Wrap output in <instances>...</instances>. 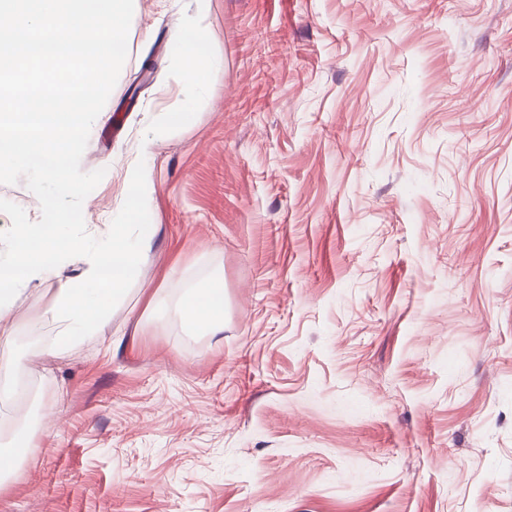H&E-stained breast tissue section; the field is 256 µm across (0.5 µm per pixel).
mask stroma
<instances>
[{
  "mask_svg": "<svg viewBox=\"0 0 512 512\" xmlns=\"http://www.w3.org/2000/svg\"><path fill=\"white\" fill-rule=\"evenodd\" d=\"M192 11L134 0L80 161L97 238L153 170L138 280L56 356L53 281L0 332V443L37 440L0 512H512V0H209L202 88ZM218 269L224 330L188 335ZM209 0H194L195 14L173 30L169 37L182 76L192 86H205L219 70V63L210 53L209 36L201 27ZM1 378H5V382L0 384V403L4 401L14 400L18 398L24 388L18 379V373L9 365H0Z\"/></svg>",
  "mask_w": 512,
  "mask_h": 512,
  "instance_id": "35a3bbf8",
  "label": "stroma"
}]
</instances>
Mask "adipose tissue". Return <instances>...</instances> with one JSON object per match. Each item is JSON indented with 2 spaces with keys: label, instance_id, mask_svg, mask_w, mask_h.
<instances>
[{
  "label": "adipose tissue",
  "instance_id": "obj_1",
  "mask_svg": "<svg viewBox=\"0 0 512 512\" xmlns=\"http://www.w3.org/2000/svg\"><path fill=\"white\" fill-rule=\"evenodd\" d=\"M209 0H194L195 14L169 37L182 75L192 86L206 85L219 70L210 52L209 36L201 22ZM132 192L125 221L113 225L108 238L97 244L72 235L65 215L47 205L41 224L17 225L10 250L0 256V328L12 324L13 298L32 283L56 279L53 308L65 324L66 341L95 332L112 305L126 292L148 259L156 227L146 199L153 185L151 168L135 165L127 174ZM83 255L86 267L75 277L61 268L67 257ZM177 312L190 331L210 336L224 330V277L214 273L195 283L181 297Z\"/></svg>",
  "mask_w": 512,
  "mask_h": 512
}]
</instances>
